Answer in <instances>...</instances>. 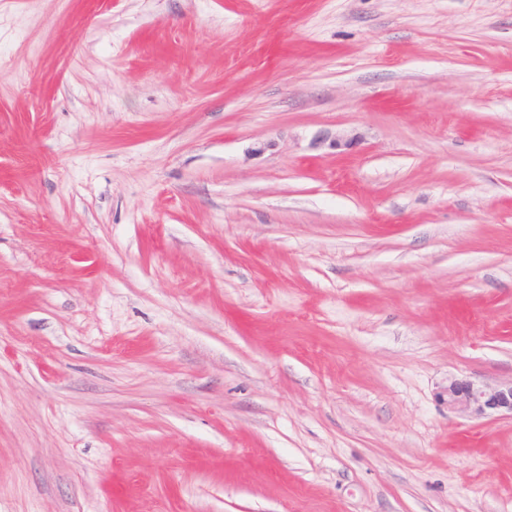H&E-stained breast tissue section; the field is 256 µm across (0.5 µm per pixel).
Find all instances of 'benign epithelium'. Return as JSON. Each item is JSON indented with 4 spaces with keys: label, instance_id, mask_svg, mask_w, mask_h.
<instances>
[{
    "label": "benign epithelium",
    "instance_id": "benign-epithelium-1",
    "mask_svg": "<svg viewBox=\"0 0 512 512\" xmlns=\"http://www.w3.org/2000/svg\"><path fill=\"white\" fill-rule=\"evenodd\" d=\"M448 409L465 416L512 417V381L489 386L467 379L448 380Z\"/></svg>",
    "mask_w": 512,
    "mask_h": 512
}]
</instances>
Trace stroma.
<instances>
[{
    "mask_svg": "<svg viewBox=\"0 0 512 512\" xmlns=\"http://www.w3.org/2000/svg\"><path fill=\"white\" fill-rule=\"evenodd\" d=\"M512 0H0V512H512ZM448 408L465 416L512 418V381L489 386L467 379L448 380Z\"/></svg>",
    "mask_w": 512,
    "mask_h": 512,
    "instance_id": "1",
    "label": "stroma"
}]
</instances>
